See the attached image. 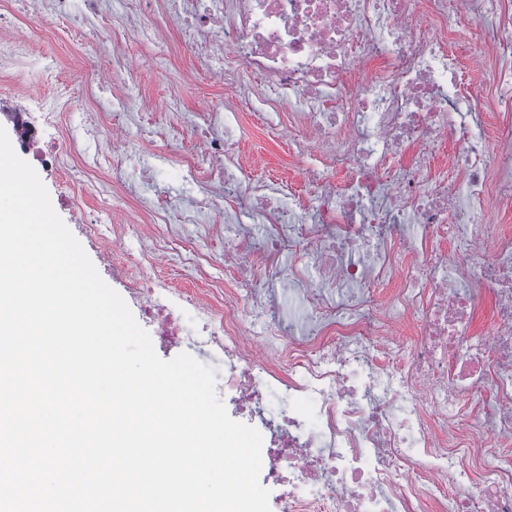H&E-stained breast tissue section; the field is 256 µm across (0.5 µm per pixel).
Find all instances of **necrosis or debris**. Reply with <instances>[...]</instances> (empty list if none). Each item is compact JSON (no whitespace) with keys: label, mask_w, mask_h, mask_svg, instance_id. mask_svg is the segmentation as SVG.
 <instances>
[{"label":"necrosis or debris","mask_w":512,"mask_h":512,"mask_svg":"<svg viewBox=\"0 0 512 512\" xmlns=\"http://www.w3.org/2000/svg\"><path fill=\"white\" fill-rule=\"evenodd\" d=\"M126 26L152 41L176 29L194 57L223 58L216 79L239 88L258 78L255 102L287 101L301 121L288 131L316 185L311 224L287 219V198L236 181L237 141L199 137L214 181L248 193L255 246L239 225L224 227L231 280L190 294L167 287L158 264L190 220L178 201L127 205L130 163L143 180L158 165L126 122L146 101L121 77L112 87L123 117L91 123L112 151L106 223L87 224L99 248L132 238L119 270L142 321L160 344L188 342L223 368L245 423L274 421L264 482L282 512H512V460L498 446L512 438V229L495 216L512 207V111L495 115V145L472 120L453 48L458 21L487 24V69L512 99V8L505 0H123ZM22 144L45 169L76 164L77 150L46 147L24 115ZM452 140L448 168L432 177L437 152ZM343 179L331 177V170ZM278 281L298 302L285 315L266 294ZM390 286L388 295L375 284ZM492 310L483 333L482 301ZM413 336L404 339L403 325ZM461 483L447 493L444 478Z\"/></svg>","instance_id":"necrosis-or-debris-1"}]
</instances>
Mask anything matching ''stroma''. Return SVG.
Returning a JSON list of instances; mask_svg holds the SVG:
<instances>
[{
	"mask_svg": "<svg viewBox=\"0 0 512 512\" xmlns=\"http://www.w3.org/2000/svg\"><path fill=\"white\" fill-rule=\"evenodd\" d=\"M23 29L32 33L24 47L25 64L20 68V86L0 81V126L10 140H17L11 115L28 113L30 121L45 129L44 137L51 145L68 149L80 148V159L92 174L91 181H68L64 174L39 170L38 175L47 188L52 206L73 235L80 242L98 273L116 292H123L122 283L113 277L111 266L122 265L127 249L113 245L111 261H104L96 247L85 235L78 218L68 202L76 197L85 212L99 208V199L112 190V155L104 139L87 136L83 128L85 110L101 113L112 119V91L103 87L99 72L111 65V56L103 55L95 36L99 30H113L112 47L126 57L137 58L140 65V90L151 107L139 123L129 128L131 136L139 139L144 149L153 154L166 152L165 136L174 127L184 130L178 148L185 153H196V129L204 125L208 113L220 112L233 90L224 88L213 76V69L222 65L213 60L211 65H200L185 49L177 32H170L165 41L146 44L128 35L123 28L115 27L111 10H104L101 17L81 21L78 16L61 19L48 16L39 22L25 16ZM190 72L194 81L190 86L176 85L172 76ZM277 127H270L264 113L243 108L235 128L239 146V161L254 185L287 184L300 202L299 219L311 220L313 188L308 183L305 167L294 157L293 149L282 127L295 119L296 114L288 103L278 106ZM209 164L205 156L198 155L194 177L184 176L180 167L167 168L159 180H141L138 172H131L129 190L133 198L158 195L174 198H191L197 183L208 181Z\"/></svg>",
	"mask_w": 512,
	"mask_h": 512,
	"instance_id": "stroma-1",
	"label": "stroma"
}]
</instances>
